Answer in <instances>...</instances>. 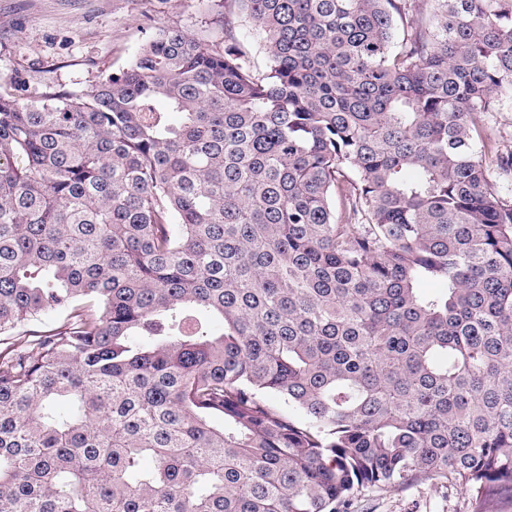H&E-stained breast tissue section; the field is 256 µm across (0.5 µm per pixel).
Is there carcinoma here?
<instances>
[{
  "instance_id": "obj_1",
  "label": "carcinoma",
  "mask_w": 512,
  "mask_h": 512,
  "mask_svg": "<svg viewBox=\"0 0 512 512\" xmlns=\"http://www.w3.org/2000/svg\"><path fill=\"white\" fill-rule=\"evenodd\" d=\"M233 2L262 73L165 27L87 93L0 89V512H347L424 477L485 512L512 0ZM486 133L495 150L504 153L512 150V103L505 102L486 119Z\"/></svg>"
}]
</instances>
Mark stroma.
I'll return each instance as SVG.
<instances>
[{
	"label": "stroma",
	"mask_w": 512,
	"mask_h": 512,
	"mask_svg": "<svg viewBox=\"0 0 512 512\" xmlns=\"http://www.w3.org/2000/svg\"><path fill=\"white\" fill-rule=\"evenodd\" d=\"M247 40L234 0H0V85L31 96L48 88L84 93L121 71L159 28L177 26L223 45L224 19ZM353 512H470L451 481L360 496Z\"/></svg>",
	"instance_id": "obj_1"
}]
</instances>
